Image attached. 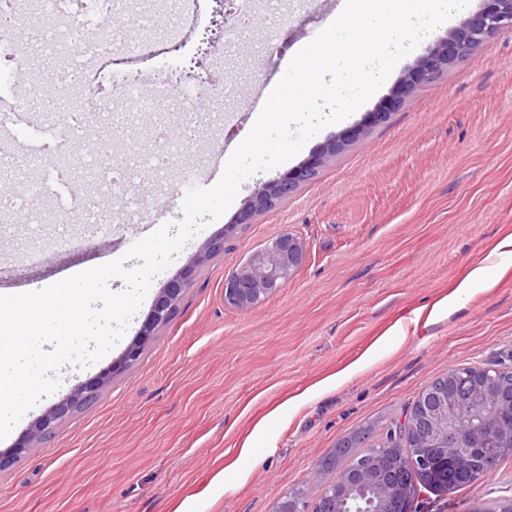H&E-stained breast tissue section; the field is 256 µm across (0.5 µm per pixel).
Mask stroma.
<instances>
[{
  "label": "stroma",
  "mask_w": 512,
  "mask_h": 512,
  "mask_svg": "<svg viewBox=\"0 0 512 512\" xmlns=\"http://www.w3.org/2000/svg\"><path fill=\"white\" fill-rule=\"evenodd\" d=\"M213 0L196 9L153 13L141 30L131 0L124 15L104 14L117 38H143L155 58L113 57L121 71L151 77L172 62L169 52L199 61L198 83L170 88L157 104L162 127L145 125L118 84L88 71L90 96L113 108L89 142L114 138V154L147 148L155 132L182 126L186 96L195 97L201 126L178 167L145 174L138 215L112 199V221L74 247L54 248L57 225L74 218L72 190L52 187L40 198L48 220L26 223L0 213V295L28 292L126 256L131 227L183 217L176 192L183 176L218 181L216 156L230 157L252 128L258 83L275 85L299 51L300 32L331 22L316 0H281L278 13L254 15L252 41L227 47ZM411 51L374 95L340 123L323 128L281 165L244 181L226 212L190 239L158 274L118 344L97 362L64 366L62 384L28 410L0 440L9 453L33 422L92 382L138 336L151 306L208 241L224 242L181 300L172 321L151 336L139 362L106 384L96 400L60 424L9 468L0 470V512H272L292 487L310 483L322 459L359 429L402 419L433 380L460 366L512 370V260L491 259L512 234V31L418 87L390 120L375 126L319 168L287 200L236 218L264 182L302 165L328 139L362 123L408 75ZM236 80L239 92L208 118L209 86ZM47 87L20 88L1 105L15 133L13 160L28 158L48 131L39 105ZM301 237L307 258L259 306L224 301V281L249 256L283 233ZM492 263L487 281L448 315L414 321L450 295L474 266ZM375 363L338 390L287 407L286 402L336 374L367 350ZM512 500V457L478 483L454 492L427 491L410 512H499Z\"/></svg>",
  "instance_id": "35a3bbf8"
}]
</instances>
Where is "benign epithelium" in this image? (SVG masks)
Wrapping results in <instances>:
<instances>
[{
	"label": "benign epithelium",
	"instance_id": "obj_1",
	"mask_svg": "<svg viewBox=\"0 0 512 512\" xmlns=\"http://www.w3.org/2000/svg\"><path fill=\"white\" fill-rule=\"evenodd\" d=\"M505 29H512V0H484L482 9L463 18L446 38L425 48L412 72L404 77L378 110L367 116L365 124L357 125L328 141L308 162L280 179L260 185L240 215L239 223L247 224L258 210L275 205L305 182L306 176L316 173L325 158L334 156L372 125L386 121L389 115L402 107L417 87L464 58L475 49L476 44L485 42ZM222 249L224 242L215 240L204 253L192 258L180 276L171 281L168 288L157 297L140 336L125 349L122 356L112 362L91 384L76 389L68 398L43 414L32 425L28 437L9 455L0 454V469L27 454L32 443L49 437L60 423L73 416L99 388L134 366L142 355L143 340L170 323L199 267L210 254ZM306 253L303 239L296 235L285 233L275 238L265 248L254 253L244 267L225 281L224 301L239 309H249L260 304L301 267ZM460 371L466 373L470 393L471 408L467 414H451L448 397L445 396L439 405L428 409L423 407L404 421L406 427L415 431L421 416H426L427 432L417 436L416 443L421 452L411 462L409 469L423 470L429 475L432 484H446L449 477L460 474L466 466V453L470 448H478L488 457L504 452L499 439L487 429V423H497L512 432V389H499L488 368L483 366L456 367L448 371V376H455ZM378 453L376 447L365 448L356 458L348 460L339 468L330 480L335 489L332 512H350L347 498L354 487H363L371 492L369 503L373 512H395L397 507L400 512H409L411 501L421 493V486L403 482L396 477H385L382 467L372 463ZM306 496L305 487L294 493L289 491L275 503L273 512H306V509L300 507Z\"/></svg>",
	"mask_w": 512,
	"mask_h": 512
}]
</instances>
